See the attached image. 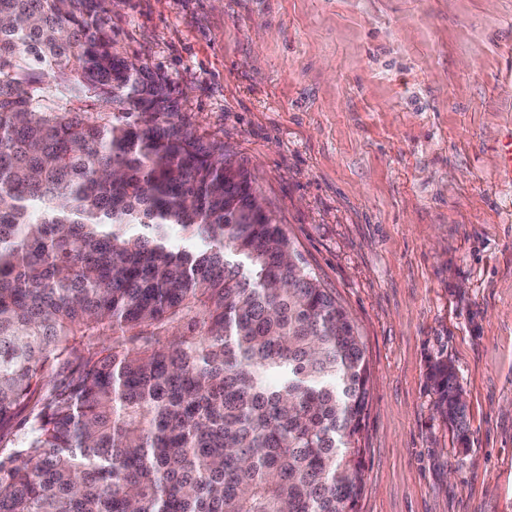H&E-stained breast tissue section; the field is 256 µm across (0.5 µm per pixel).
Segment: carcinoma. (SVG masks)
<instances>
[{
    "label": "carcinoma",
    "instance_id": "carcinoma-1",
    "mask_svg": "<svg viewBox=\"0 0 512 512\" xmlns=\"http://www.w3.org/2000/svg\"><path fill=\"white\" fill-rule=\"evenodd\" d=\"M111 3L0 0V512H356L360 336Z\"/></svg>",
    "mask_w": 512,
    "mask_h": 512
}]
</instances>
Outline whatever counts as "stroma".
Wrapping results in <instances>:
<instances>
[{
	"instance_id": "stroma-1",
	"label": "stroma",
	"mask_w": 512,
	"mask_h": 512,
	"mask_svg": "<svg viewBox=\"0 0 512 512\" xmlns=\"http://www.w3.org/2000/svg\"><path fill=\"white\" fill-rule=\"evenodd\" d=\"M362 338L357 512H512V0H112ZM451 364L460 450L427 375Z\"/></svg>"
}]
</instances>
